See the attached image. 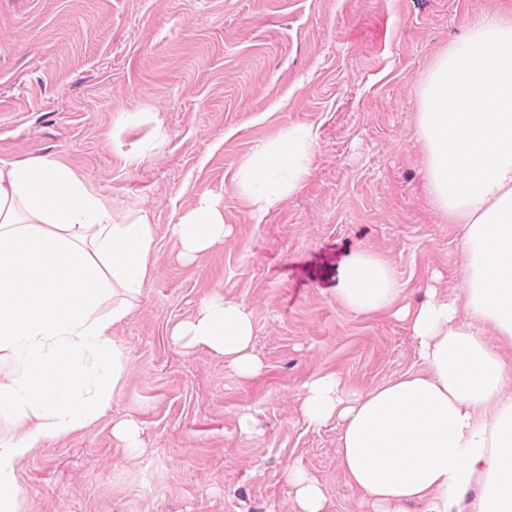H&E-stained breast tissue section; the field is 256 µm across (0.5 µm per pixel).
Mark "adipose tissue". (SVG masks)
Returning <instances> with one entry per match:
<instances>
[{"label":"adipose tissue","mask_w":512,"mask_h":512,"mask_svg":"<svg viewBox=\"0 0 512 512\" xmlns=\"http://www.w3.org/2000/svg\"><path fill=\"white\" fill-rule=\"evenodd\" d=\"M418 95L425 194L458 229L460 283L412 304L385 258L355 253L337 301L404 323L419 366L367 393L314 375L299 411L308 425H339L341 472L372 512L410 503L423 512H512V11L469 19ZM314 147L302 124L261 142L238 164V194L266 213L308 177ZM229 232L210 195L171 227L188 263ZM155 242L147 214L116 216L54 156L0 158V356L12 364L0 382V512H23V460L108 415L128 366L114 331L151 281ZM255 332L247 305L214 292L170 336L249 378L263 367ZM288 482L290 512H328L317 478L292 467Z\"/></svg>","instance_id":"ef3b65f1"}]
</instances>
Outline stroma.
Wrapping results in <instances>:
<instances>
[{
  "instance_id": "stroma-1",
  "label": "stroma",
  "mask_w": 512,
  "mask_h": 512,
  "mask_svg": "<svg viewBox=\"0 0 512 512\" xmlns=\"http://www.w3.org/2000/svg\"><path fill=\"white\" fill-rule=\"evenodd\" d=\"M506 2L0 0V156L54 155L157 231L152 280L116 331L129 361L111 415L21 463L24 512H288L292 465L332 512H366L341 474L338 425L308 427L299 395L320 372L366 393L416 361L403 323L337 303L355 251L386 257L410 302L455 289L457 227L424 194L416 89L467 17ZM293 124L316 133L311 172L256 216L236 166ZM133 141L152 145L136 165ZM204 194L231 233L185 263L170 226ZM212 292L254 312V377L170 338ZM126 417L137 458L112 436ZM112 436L120 442L122 448H125L134 457L145 452V448H142L141 432L134 419H113Z\"/></svg>"
}]
</instances>
